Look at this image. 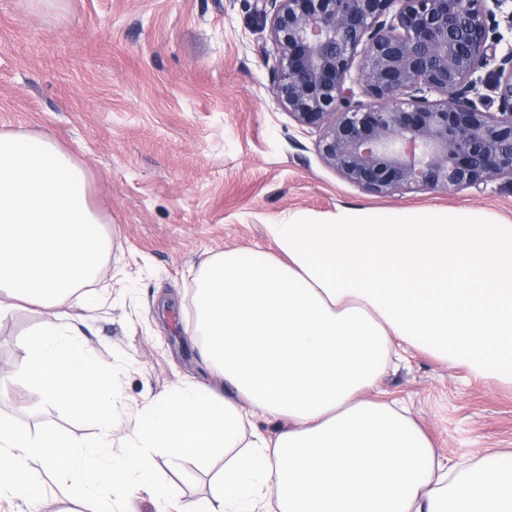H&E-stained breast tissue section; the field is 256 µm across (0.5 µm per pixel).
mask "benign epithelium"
I'll list each match as a JSON object with an SVG mask.
<instances>
[{
	"label": "benign epithelium",
	"mask_w": 512,
	"mask_h": 512,
	"mask_svg": "<svg viewBox=\"0 0 512 512\" xmlns=\"http://www.w3.org/2000/svg\"><path fill=\"white\" fill-rule=\"evenodd\" d=\"M511 1L260 0L279 50L274 97L370 194L512 184V45L498 52ZM359 53L377 105L346 86Z\"/></svg>",
	"instance_id": "benign-epithelium-1"
}]
</instances>
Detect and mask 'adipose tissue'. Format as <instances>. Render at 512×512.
I'll list each match as a JSON object with an SVG mask.
<instances>
[{"instance_id":"adipose-tissue-1","label":"adipose tissue","mask_w":512,"mask_h":512,"mask_svg":"<svg viewBox=\"0 0 512 512\" xmlns=\"http://www.w3.org/2000/svg\"><path fill=\"white\" fill-rule=\"evenodd\" d=\"M88 193L86 168L56 140L0 130V316L13 300L38 307L28 387L108 435L112 370L60 309L103 271L108 241ZM268 233L286 262L235 250L200 274V344L217 386L188 383L144 403L117 460L106 442L0 419V499L45 512L28 468L41 459L87 493L129 478L162 505L178 490L158 479L149 449L239 448L185 512H512V467L499 453L451 463L405 405L374 395L408 349L512 380V225L472 209L350 208L324 223L295 214ZM490 340L500 356H487ZM260 415L283 424L264 433Z\"/></svg>"}]
</instances>
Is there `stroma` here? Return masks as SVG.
Listing matches in <instances>:
<instances>
[{
	"label": "stroma",
	"mask_w": 512,
	"mask_h": 512,
	"mask_svg": "<svg viewBox=\"0 0 512 512\" xmlns=\"http://www.w3.org/2000/svg\"><path fill=\"white\" fill-rule=\"evenodd\" d=\"M278 50L256 0H0V128L52 135L89 173L91 205L112 244L104 272L69 303L68 322L112 365L113 455L144 400L185 381L211 385L192 331L205 260L241 249L277 254L267 233L306 213L345 208L482 210L512 225V187L405 190L376 196L321 158L317 129L273 94ZM41 318L16 303L0 320V417L78 441L97 426L25 389L26 335ZM380 387L405 400L436 448L455 461L512 455V381L412 352ZM182 502L207 494L218 463L152 452Z\"/></svg>",
	"instance_id": "stroma-1"
}]
</instances>
